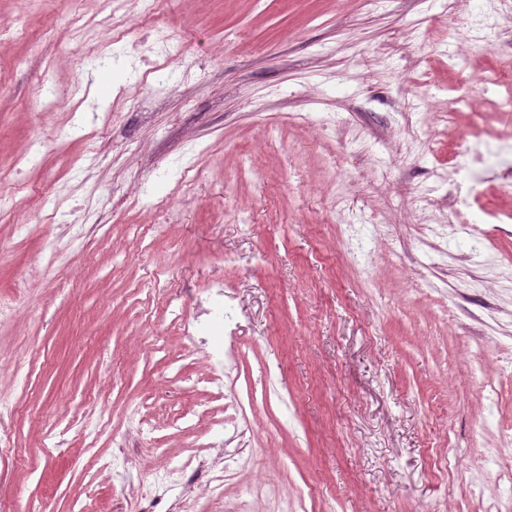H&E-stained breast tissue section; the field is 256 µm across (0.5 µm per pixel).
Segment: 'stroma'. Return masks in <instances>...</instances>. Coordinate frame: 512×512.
<instances>
[{
    "mask_svg": "<svg viewBox=\"0 0 512 512\" xmlns=\"http://www.w3.org/2000/svg\"><path fill=\"white\" fill-rule=\"evenodd\" d=\"M482 4L439 31L448 0H160L179 55L142 82L137 0H0L23 23L0 45V504L282 512L272 483L305 512H512V223L444 227L464 165L512 210V112L444 115L450 49L512 55ZM116 18L128 65L87 71ZM48 80L82 105L48 109ZM218 275L257 397L241 448L171 323Z\"/></svg>",
    "mask_w": 512,
    "mask_h": 512,
    "instance_id": "stroma-1",
    "label": "stroma"
}]
</instances>
